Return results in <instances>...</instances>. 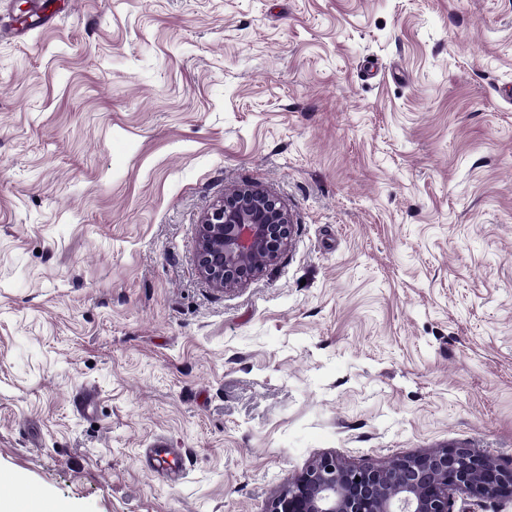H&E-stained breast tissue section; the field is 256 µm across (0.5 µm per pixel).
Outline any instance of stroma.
<instances>
[{"label":"stroma","instance_id":"1","mask_svg":"<svg viewBox=\"0 0 512 512\" xmlns=\"http://www.w3.org/2000/svg\"><path fill=\"white\" fill-rule=\"evenodd\" d=\"M34 3L0 0V479L265 512L328 452L512 464V0H54L15 36ZM244 184L294 231L222 293L198 224ZM146 457L152 462L150 470L161 473L170 481H175L185 468L180 448H169L165 438L154 440L152 448H143Z\"/></svg>","mask_w":512,"mask_h":512}]
</instances>
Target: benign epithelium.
<instances>
[{
	"label": "benign epithelium",
	"mask_w": 512,
	"mask_h": 512,
	"mask_svg": "<svg viewBox=\"0 0 512 512\" xmlns=\"http://www.w3.org/2000/svg\"><path fill=\"white\" fill-rule=\"evenodd\" d=\"M292 231V214L279 198L258 185L238 186L201 217L199 273L221 292L243 285L277 262ZM456 493L512 497V468L454 446L383 464L356 465L326 453L288 479L266 512H451Z\"/></svg>",
	"instance_id": "1"
}]
</instances>
